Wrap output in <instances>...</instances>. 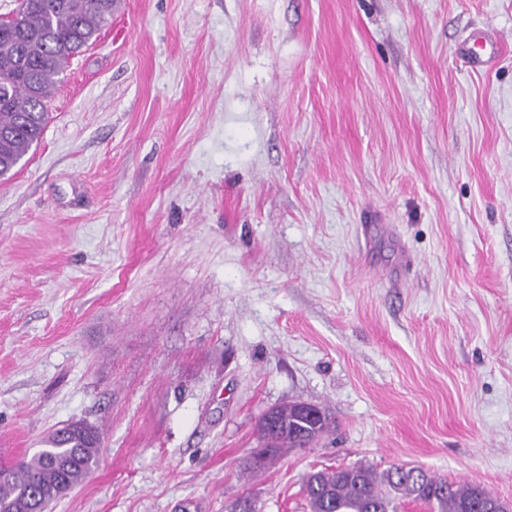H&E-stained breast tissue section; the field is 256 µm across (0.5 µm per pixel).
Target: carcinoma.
Here are the masks:
<instances>
[{"mask_svg": "<svg viewBox=\"0 0 512 512\" xmlns=\"http://www.w3.org/2000/svg\"><path fill=\"white\" fill-rule=\"evenodd\" d=\"M115 0H16L12 19L0 20V177H7L40 140L48 106L71 59L95 42L112 19ZM277 425L258 428L261 447L274 454L244 471L259 475L285 452L308 448L331 428L325 407L304 433L299 403L275 406ZM100 428L84 425L55 432L44 448L0 466V512H42L60 481L75 486L95 469ZM307 512H400L406 501L427 512H495L496 497L456 484L420 466L393 465L379 473L366 466H339L308 474L302 482Z\"/></svg>", "mask_w": 512, "mask_h": 512, "instance_id": "1", "label": "carcinoma"}]
</instances>
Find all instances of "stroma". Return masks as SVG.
<instances>
[{"mask_svg": "<svg viewBox=\"0 0 512 512\" xmlns=\"http://www.w3.org/2000/svg\"><path fill=\"white\" fill-rule=\"evenodd\" d=\"M287 400L334 430L246 478ZM76 421L48 512L399 463L512 502V0H116L0 182V462Z\"/></svg>", "mask_w": 512, "mask_h": 512, "instance_id": "1", "label": "stroma"}]
</instances>
